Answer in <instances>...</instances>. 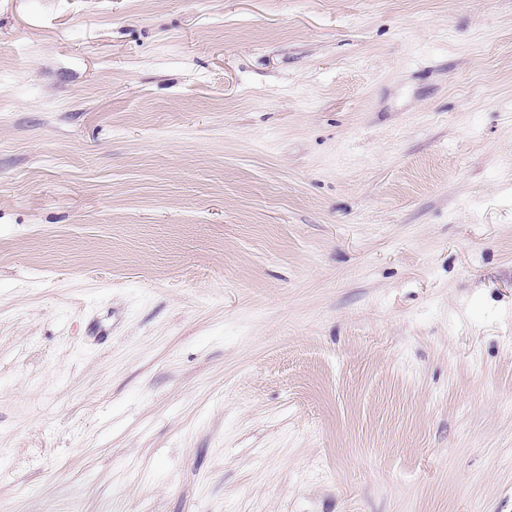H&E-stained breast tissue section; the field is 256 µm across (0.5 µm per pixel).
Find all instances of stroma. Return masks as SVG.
Returning a JSON list of instances; mask_svg holds the SVG:
<instances>
[{"label": "stroma", "mask_w": 512, "mask_h": 512, "mask_svg": "<svg viewBox=\"0 0 512 512\" xmlns=\"http://www.w3.org/2000/svg\"><path fill=\"white\" fill-rule=\"evenodd\" d=\"M0 512H512V0H0Z\"/></svg>", "instance_id": "35a3bbf8"}]
</instances>
